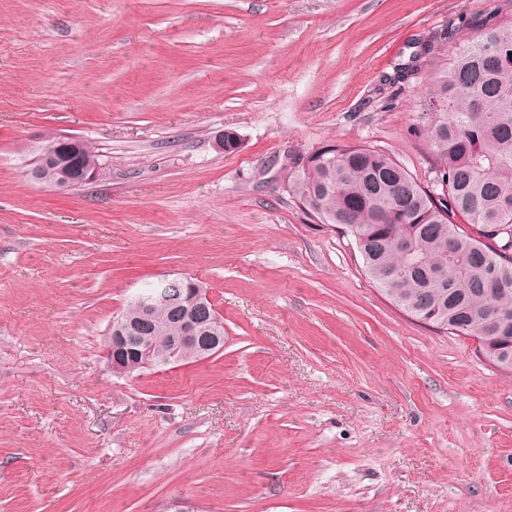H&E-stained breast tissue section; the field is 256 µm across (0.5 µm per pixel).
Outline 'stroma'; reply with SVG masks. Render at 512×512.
Segmentation results:
<instances>
[{"label":"stroma","mask_w":512,"mask_h":512,"mask_svg":"<svg viewBox=\"0 0 512 512\" xmlns=\"http://www.w3.org/2000/svg\"><path fill=\"white\" fill-rule=\"evenodd\" d=\"M492 15L512 0H0V512H512V373L284 188L339 142L433 183L420 102ZM50 136L97 178L31 182ZM175 276L223 352L114 374V318Z\"/></svg>","instance_id":"1"}]
</instances>
